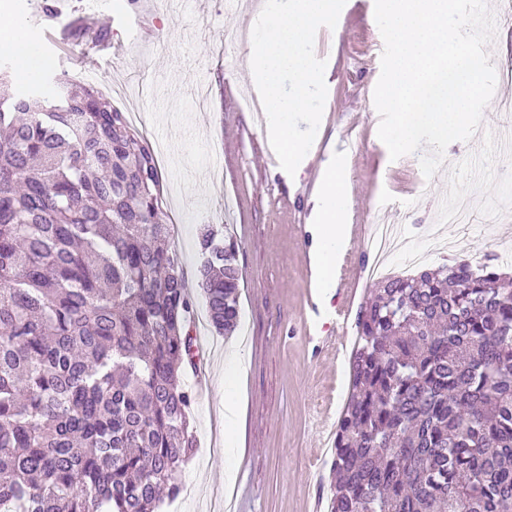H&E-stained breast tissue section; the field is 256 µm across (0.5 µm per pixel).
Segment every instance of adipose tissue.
Returning a JSON list of instances; mask_svg holds the SVG:
<instances>
[{"instance_id":"obj_1","label":"adipose tissue","mask_w":512,"mask_h":512,"mask_svg":"<svg viewBox=\"0 0 512 512\" xmlns=\"http://www.w3.org/2000/svg\"><path fill=\"white\" fill-rule=\"evenodd\" d=\"M0 53L14 57L26 80L39 78L45 62L29 33L9 12L0 13ZM343 161L322 169L319 176L320 204L315 252L318 256L320 285L324 291L335 286L336 264L346 246L348 227L345 215L349 203Z\"/></svg>"}]
</instances>
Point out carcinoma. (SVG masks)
I'll list each match as a JSON object with an SVG mask.
<instances>
[{"label":"carcinoma","mask_w":512,"mask_h":512,"mask_svg":"<svg viewBox=\"0 0 512 512\" xmlns=\"http://www.w3.org/2000/svg\"><path fill=\"white\" fill-rule=\"evenodd\" d=\"M151 143L93 84L0 92V512H157L191 458L193 301ZM211 323L237 243L201 233ZM489 254L360 307L330 512H512V277Z\"/></svg>","instance_id":"carcinoma-1"}]
</instances>
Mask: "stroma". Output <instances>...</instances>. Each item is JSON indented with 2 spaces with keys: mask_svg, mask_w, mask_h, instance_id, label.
Masks as SVG:
<instances>
[{
  "mask_svg": "<svg viewBox=\"0 0 512 512\" xmlns=\"http://www.w3.org/2000/svg\"><path fill=\"white\" fill-rule=\"evenodd\" d=\"M264 2L56 0L52 19L39 0L13 2L47 63L38 81L45 99L54 98L61 71L94 73L131 124L166 148L158 158L164 220L194 300V340L207 347L183 381L195 387L197 371H205L207 390L192 403L196 445L178 475L181 493L165 512H311L316 504L330 512L333 451L323 441L335 434L348 397L356 329L330 330L310 315L322 301L306 260L320 166L345 159L349 244L336 285L350 292V314L376 286L360 268L376 220L428 249V267L451 259L476 266L492 252L512 256V170L499 162L501 105L512 98V80L498 78L476 135L450 144L441 169L425 178L419 154L391 160L378 137L373 93L384 41L374 0H346L333 32L317 31L314 42L327 61L328 89L313 143L317 164L291 175L268 164V128L240 98L255 82L247 44L236 36L251 33ZM79 19L105 29V38L62 41ZM462 197L471 201V223H441L443 203ZM207 228L231 233L238 244L240 321L228 337L212 327L198 286L199 236ZM236 350L246 365L228 382L224 365ZM228 387L242 397L232 460L239 475L229 493L224 449L214 443Z\"/></svg>",
  "mask_w": 512,
  "mask_h": 512,
  "instance_id": "35a3bbf8",
  "label": "stroma"
}]
</instances>
